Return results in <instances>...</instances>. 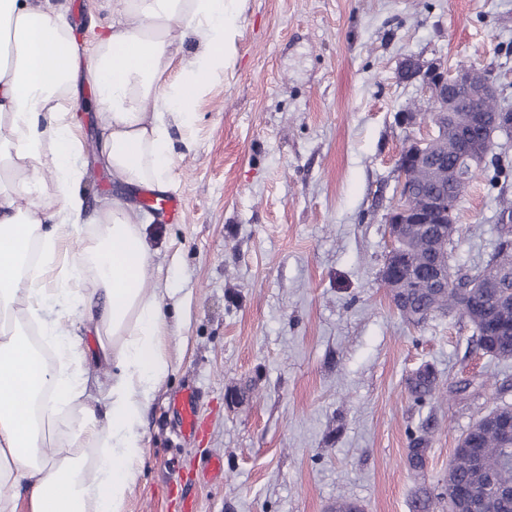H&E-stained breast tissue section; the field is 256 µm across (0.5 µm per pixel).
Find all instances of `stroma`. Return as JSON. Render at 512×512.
<instances>
[{
	"instance_id": "35a3bbf8",
	"label": "stroma",
	"mask_w": 512,
	"mask_h": 512,
	"mask_svg": "<svg viewBox=\"0 0 512 512\" xmlns=\"http://www.w3.org/2000/svg\"><path fill=\"white\" fill-rule=\"evenodd\" d=\"M63 6L79 49L112 21L110 0ZM409 57L471 63L512 102V0H247L236 60L198 103L192 151L177 150L171 194L186 219L146 209L140 191L87 174L88 214L118 199L143 211L150 278L181 300L166 337L170 372L146 410V454L126 512H411V429L436 418L425 474L440 486L460 437L512 404V360L479 350L457 314L412 325L378 274L398 156L420 127ZM481 174L455 212L454 268L484 265L501 226ZM431 365L447 399L418 406L410 375ZM199 395L204 439L181 436L175 397ZM218 458L223 478L201 472Z\"/></svg>"
}]
</instances>
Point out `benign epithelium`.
Masks as SVG:
<instances>
[{
  "instance_id": "7a95c632",
  "label": "benign epithelium",
  "mask_w": 512,
  "mask_h": 512,
  "mask_svg": "<svg viewBox=\"0 0 512 512\" xmlns=\"http://www.w3.org/2000/svg\"><path fill=\"white\" fill-rule=\"evenodd\" d=\"M404 75L410 80L422 78L428 99L424 111L403 112L399 115V121L408 126L425 124L430 127V133L400 153L398 166L406 169L414 165L447 171L448 192H435L426 198L422 206L416 207L411 202L410 186L404 181L400 182L397 197L386 214L391 246L379 272L380 281L386 288L401 286V272L408 261L405 243L408 226L426 228L435 237L453 239L456 232L453 214L468 173L484 166L495 146L491 137L468 139L456 153L453 166L445 167L439 158L433 156L432 145L438 135L447 130L448 114L462 113V126L473 132L493 128L507 137L512 135V105L500 104L493 112L483 107V102L489 97H499L500 83L490 78L489 74L482 73V68L474 65L452 68L440 59L425 65L410 58L404 64ZM449 135L458 137L460 131L452 129ZM417 282L437 291L446 289L448 256L433 254ZM487 425L494 426L504 452L503 459L512 463V420L498 421L496 413H487L470 426L469 432L473 433Z\"/></svg>"
}]
</instances>
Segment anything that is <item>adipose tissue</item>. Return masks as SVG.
<instances>
[{
  "label": "adipose tissue",
  "instance_id": "adipose-tissue-1",
  "mask_svg": "<svg viewBox=\"0 0 512 512\" xmlns=\"http://www.w3.org/2000/svg\"><path fill=\"white\" fill-rule=\"evenodd\" d=\"M245 3L114 0L112 24L85 63L62 7L0 0V512H125L146 453L142 413L170 370L174 291L147 277L139 211L105 205L83 248L55 265L84 222L78 81L97 87V154L113 181L168 190L170 131L195 124L198 101L234 62ZM188 41L191 55L175 60ZM52 297L80 317L94 298L105 301L93 320L100 359L112 367L102 398L87 391L81 340L48 311ZM66 409L78 424L69 448L56 449ZM73 447L96 449L91 472L70 457Z\"/></svg>",
  "mask_w": 512,
  "mask_h": 512
}]
</instances>
